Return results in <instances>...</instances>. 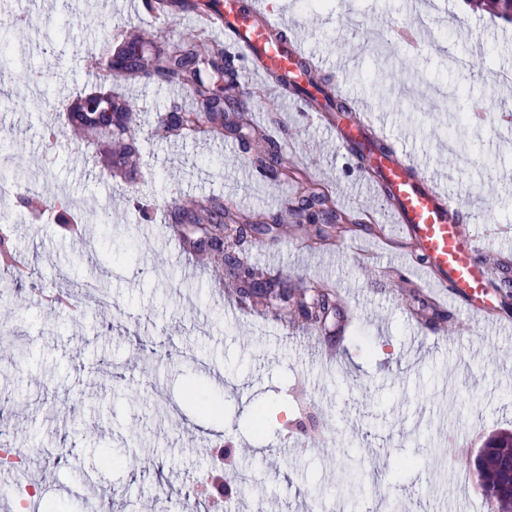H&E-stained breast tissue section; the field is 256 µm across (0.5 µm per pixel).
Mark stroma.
Listing matches in <instances>:
<instances>
[{
	"label": "stroma",
	"instance_id": "obj_1",
	"mask_svg": "<svg viewBox=\"0 0 512 512\" xmlns=\"http://www.w3.org/2000/svg\"><path fill=\"white\" fill-rule=\"evenodd\" d=\"M286 11L293 33L316 54L347 61L321 77L343 97L368 95L387 106L414 89L391 113L392 136L414 131L412 149L425 170L441 169L466 203L477 232L512 227V131L461 123L463 114L512 109V87L497 74L512 70V24L469 8L464 0H429L446 33L444 48L415 54L383 36L376 24L407 21L403 0H270ZM44 15L30 31L17 15ZM186 16L153 20L127 11L85 12L83 0H0V32L13 45L0 64V138L12 156L16 187L39 179L46 197L65 191L88 203V241L31 223L16 200L7 213L23 265L57 291L94 282L69 310L47 305L43 292L18 288L0 269V322L18 354L0 348V451L21 453V484L0 491V512H25L26 485L56 512H485L474 456L496 430H512V335L429 325L410 315L420 264L415 246L354 228L322 241L308 226H274L254 260L284 274L285 288L302 280L330 282L347 302L346 318L329 332L293 330L285 315L259 316L227 308L232 279L217 280L213 264L184 250L169 224L172 202L227 198L245 214L280 209L304 181L316 183L338 208L372 222L378 217L361 174L332 145L296 97L287 103L256 84L228 93L227 120L245 138L220 144L161 136L158 113L191 102L164 83L124 77L118 86L138 116L135 138L116 135L113 149L133 144L134 166L113 176L103 159L83 168L82 149L45 160L42 132L50 115L31 102L71 106L93 79L79 61L103 36L124 43L135 30L150 40L181 42L192 33ZM481 51L457 65L471 44ZM277 128L283 166L295 177H261L257 158L269 128ZM336 350L335 365L317 349ZM191 384L210 395L200 413L183 398ZM272 406L261 438L249 430L252 409ZM242 450L238 472L257 486L232 499L211 495L223 476L216 451ZM115 457L103 465L104 454ZM354 456L360 488L342 466ZM415 459L413 469L400 465ZM326 490L319 502L307 491Z\"/></svg>",
	"mask_w": 512,
	"mask_h": 512
}]
</instances>
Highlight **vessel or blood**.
Wrapping results in <instances>:
<instances>
[{"label":"vessel or blood","instance_id":"vessel-or-blood-1","mask_svg":"<svg viewBox=\"0 0 512 512\" xmlns=\"http://www.w3.org/2000/svg\"><path fill=\"white\" fill-rule=\"evenodd\" d=\"M421 10L422 0H407L410 23L388 31L390 38L416 53L428 46L414 23ZM190 18L198 32L227 34L237 58L248 64L246 77H258L268 95H278L281 76L290 74L302 76L310 96L320 98L317 73L322 63L301 40L280 41V33L292 25L284 14L271 12L261 0H220L216 8L191 12ZM317 118L331 128L336 147L342 151L356 141L388 136L384 113L367 101L356 106L350 122L337 123L325 110ZM370 166L389 190L385 203L398 235L414 241L426 255V275L436 294L452 302L465 301L470 317L503 327L487 299L491 275L481 257L483 241L461 222L463 205L457 196L442 186L436 173L420 174L419 162L402 147L373 155Z\"/></svg>","mask_w":512,"mask_h":512}]
</instances>
